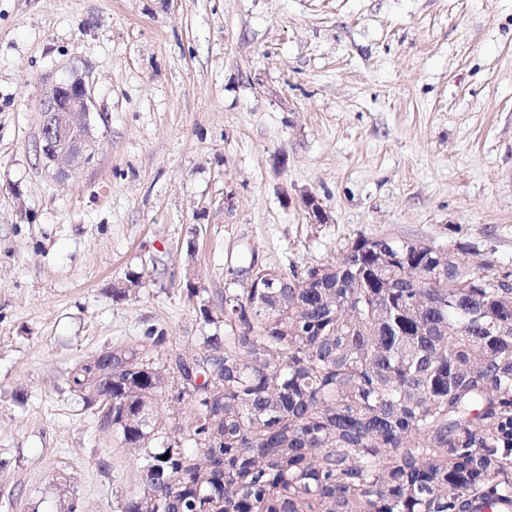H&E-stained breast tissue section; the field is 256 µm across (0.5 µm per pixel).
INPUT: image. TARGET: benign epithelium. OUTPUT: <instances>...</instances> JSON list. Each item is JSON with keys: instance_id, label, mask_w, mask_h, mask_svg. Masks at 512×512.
<instances>
[{"instance_id": "obj_1", "label": "benign epithelium", "mask_w": 512, "mask_h": 512, "mask_svg": "<svg viewBox=\"0 0 512 512\" xmlns=\"http://www.w3.org/2000/svg\"><path fill=\"white\" fill-rule=\"evenodd\" d=\"M93 106L91 88L82 77L51 88L42 113L38 143L47 166L65 174L92 161L96 147ZM303 204L313 223H326L327 216L313 195H305Z\"/></svg>"}]
</instances>
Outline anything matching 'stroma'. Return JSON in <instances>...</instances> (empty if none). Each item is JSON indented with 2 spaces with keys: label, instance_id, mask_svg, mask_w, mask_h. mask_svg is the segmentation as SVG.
Returning a JSON list of instances; mask_svg holds the SVG:
<instances>
[{
  "label": "stroma",
  "instance_id": "35a3bbf8",
  "mask_svg": "<svg viewBox=\"0 0 512 512\" xmlns=\"http://www.w3.org/2000/svg\"><path fill=\"white\" fill-rule=\"evenodd\" d=\"M72 75L100 141L61 179L36 142ZM386 234L512 270V0H0V512L136 489L86 356L161 334L166 365L250 265Z\"/></svg>",
  "mask_w": 512,
  "mask_h": 512
}]
</instances>
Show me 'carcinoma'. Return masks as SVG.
<instances>
[{
  "mask_svg": "<svg viewBox=\"0 0 512 512\" xmlns=\"http://www.w3.org/2000/svg\"><path fill=\"white\" fill-rule=\"evenodd\" d=\"M224 335L157 365L86 357L69 385L112 401L142 491L119 512H469L512 501V271L390 237L224 290ZM189 401L170 430L158 398ZM168 455L163 460L161 456Z\"/></svg>",
  "mask_w": 512,
  "mask_h": 512,
  "instance_id": "1",
  "label": "carcinoma"
}]
</instances>
